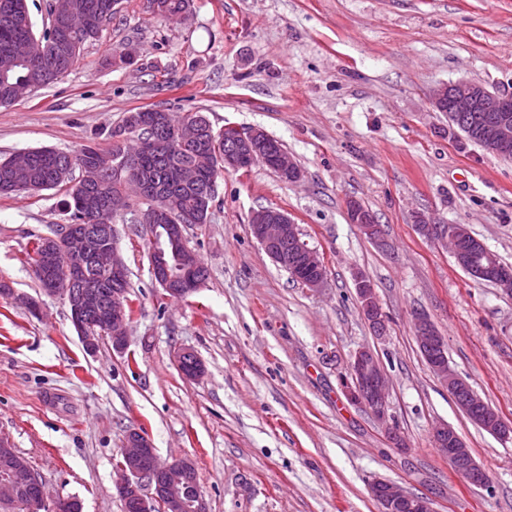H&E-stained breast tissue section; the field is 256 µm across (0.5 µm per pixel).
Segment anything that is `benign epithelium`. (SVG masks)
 <instances>
[{
	"mask_svg": "<svg viewBox=\"0 0 512 512\" xmlns=\"http://www.w3.org/2000/svg\"><path fill=\"white\" fill-rule=\"evenodd\" d=\"M50 17L55 24L69 28L78 12L70 0H50ZM44 56L40 39H29L12 45L0 53V75L8 78L16 65ZM13 104L27 97L34 84L20 79L10 85ZM432 104L436 111L446 112L461 120L471 112H483L489 118L479 130L486 148L503 158L512 157V93H492L485 85L474 81H457L440 85L433 92ZM159 127L147 138H140L145 147L154 148L162 143H181L190 132L172 122V114L164 112L158 117ZM273 151L272 137L261 128L239 131L236 138L224 147V171L238 168L245 155L264 157ZM130 159L121 154L115 157L113 173L121 181L133 179L146 188L152 179L148 172L129 171ZM274 172L286 183L300 181L304 173L284 149L278 150ZM348 216L367 238L380 239V226L366 214L360 201L350 200ZM132 214L131 222L145 226L151 236L150 269L154 282L167 300H182L201 288L208 279L207 272L192 264L195 252L188 245L183 224H158L151 209L135 208L130 198L112 197V214L123 217ZM420 233L448 245L456 264L475 279H490L503 293L512 295V272L499 266L474 267L469 262L467 242L471 232L464 224H441L422 215L413 217ZM95 233H88L80 224H56L52 233L44 235L40 266L36 274L43 280L42 294L60 296L66 300L70 320L86 352L94 354L104 339L112 349L124 353L128 346L127 327L131 322V300L124 282L127 268L118 248L116 227L113 224L94 225ZM250 231L265 253L277 264L288 269H303L311 273L307 287L318 289L327 280L323 257L303 239L299 225L288 213L274 207L261 208L250 217ZM98 259L102 270L112 275L106 311L89 323L97 300L91 288H73L80 279L90 258ZM356 293L364 319L378 337L386 335L385 314L373 284L363 276L356 278ZM415 335L432 371L448 387L460 410L472 422L497 438L512 443V423L502 416L458 375L449 365L447 346L435 326L424 315L414 318ZM175 362L183 376L196 380L203 376L205 367L196 353L188 348L179 350ZM348 375L341 380L346 398L369 412L375 423L388 433L397 449L406 443L391 431L389 405V374L369 347H361L352 355L347 367ZM434 445L448 459L455 472L467 483L484 487L489 483L485 469L475 460L469 448L448 424H438L433 433ZM12 463L0 471V502L12 505L19 512H64L72 510L73 500L58 498L47 505L43 482L35 475L29 463L18 456L5 441H0V456ZM195 465L182 458L161 461L147 433L140 428L127 430L119 454L115 489L117 495L128 502L134 500L143 512H150L160 503L164 512H206L199 487L191 486L190 477ZM370 494L378 512H436L433 502L426 496L414 494L400 484L375 478L369 484Z\"/></svg>",
	"mask_w": 512,
	"mask_h": 512,
	"instance_id": "obj_1",
	"label": "benign epithelium"
}]
</instances>
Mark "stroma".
<instances>
[{"label":"stroma","instance_id":"35a3bbf8","mask_svg":"<svg viewBox=\"0 0 512 512\" xmlns=\"http://www.w3.org/2000/svg\"><path fill=\"white\" fill-rule=\"evenodd\" d=\"M133 63H121L123 55ZM471 80L512 91V0H193L175 21L121 0L99 40L58 82L0 107V158L24 148L74 150L127 112L201 111L214 129L258 127L304 172L266 166L217 180L208 223L187 238L209 270L184 300H161L142 225L118 219L134 316L126 353L87 354L69 310L41 296L25 262L65 223L57 190L0 196V437L50 498L82 512H122L116 462L126 430L144 428L160 459L193 461L207 512H377L380 477L436 512H512V443L474 425L422 356L415 314L447 344L450 365L512 422V297L471 278L421 234L419 212L468 225L512 265V161L467 141L432 105L433 90ZM372 211L376 244L347 202ZM285 209L325 260L327 282H294L250 232L253 211ZM387 318L364 320L356 275ZM42 301L32 316L25 298ZM371 347L390 377L393 447L344 396L351 355ZM204 376L185 380L177 350ZM448 423L490 482L462 480L433 442ZM274 172L286 183L300 181L304 173L299 165L290 157L285 149H279L275 157ZM175 362L183 376L189 381L196 380L205 373L203 363L191 349L179 350L175 355Z\"/></svg>","mask_w":512,"mask_h":512}]
</instances>
